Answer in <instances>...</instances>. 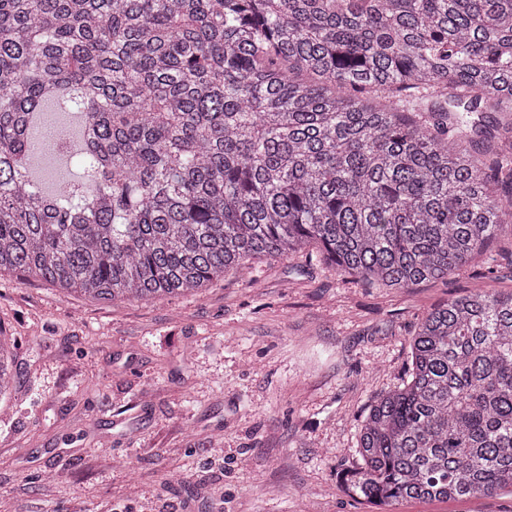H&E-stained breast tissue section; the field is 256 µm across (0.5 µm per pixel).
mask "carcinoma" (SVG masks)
Instances as JSON below:
<instances>
[{"label":"carcinoma","instance_id":"1","mask_svg":"<svg viewBox=\"0 0 512 512\" xmlns=\"http://www.w3.org/2000/svg\"><path fill=\"white\" fill-rule=\"evenodd\" d=\"M49 104L93 128L51 192ZM507 229L512 0H0V274L160 303L313 246L404 289ZM358 454L377 506L512 491V291L421 318ZM40 150L37 151L34 165L32 167V174L36 180L43 185H47L46 182V169L51 166H59L64 164L66 161L62 156H56L51 148L48 146V138L41 140Z\"/></svg>","mask_w":512,"mask_h":512}]
</instances>
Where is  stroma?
Masks as SVG:
<instances>
[{
	"instance_id": "stroma-1",
	"label": "stroma",
	"mask_w": 512,
	"mask_h": 512,
	"mask_svg": "<svg viewBox=\"0 0 512 512\" xmlns=\"http://www.w3.org/2000/svg\"><path fill=\"white\" fill-rule=\"evenodd\" d=\"M459 274L398 291L316 249L261 261L197 296L102 304L0 276L16 392L0 408V512H380L336 476L396 387L421 317L512 289V235ZM392 512H512V493Z\"/></svg>"
}]
</instances>
